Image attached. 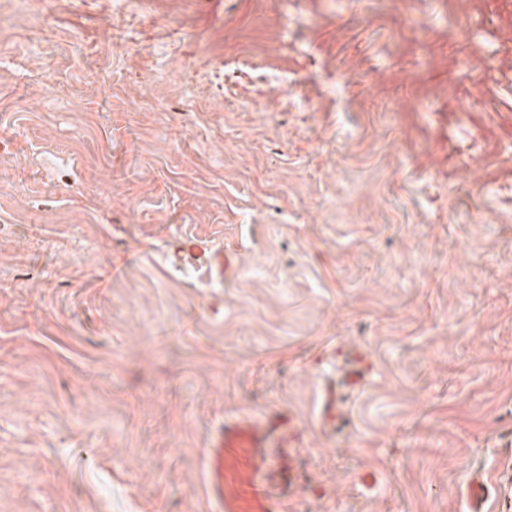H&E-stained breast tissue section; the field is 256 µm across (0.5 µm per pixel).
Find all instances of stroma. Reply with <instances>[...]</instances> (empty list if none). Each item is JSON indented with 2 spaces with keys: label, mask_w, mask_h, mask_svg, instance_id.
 Listing matches in <instances>:
<instances>
[{
  "label": "stroma",
  "mask_w": 512,
  "mask_h": 512,
  "mask_svg": "<svg viewBox=\"0 0 512 512\" xmlns=\"http://www.w3.org/2000/svg\"><path fill=\"white\" fill-rule=\"evenodd\" d=\"M276 412L288 512H512V0H0V512H208ZM206 250L209 249L194 240L186 239L185 241L180 242V245L177 248V253H182L183 258L187 257L192 261L201 259L204 264L211 268L217 265L220 271L225 270L229 265V259L227 256L223 253H209V255L206 256ZM319 421L321 426L335 431L342 421L341 394L335 388L326 389L319 409ZM300 433L291 414L224 417L201 449L208 503L216 512H284L297 481ZM493 486L481 471L469 474L463 495L467 512H485V505L491 496Z\"/></svg>",
  "instance_id": "1"
}]
</instances>
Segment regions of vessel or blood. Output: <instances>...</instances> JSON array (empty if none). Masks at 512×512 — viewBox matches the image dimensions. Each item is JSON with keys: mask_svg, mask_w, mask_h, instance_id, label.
Instances as JSON below:
<instances>
[{"mask_svg": "<svg viewBox=\"0 0 512 512\" xmlns=\"http://www.w3.org/2000/svg\"><path fill=\"white\" fill-rule=\"evenodd\" d=\"M189 260L226 269L221 253H207L205 246L188 239L178 247ZM324 429L342 421L341 395L326 389L319 409ZM300 427L292 415L274 414L261 420L228 416L210 435L201 450L203 480L208 502L217 512H285V501L298 476ZM493 486L479 471L467 478L463 495L467 512H485Z\"/></svg>", "mask_w": 512, "mask_h": 512, "instance_id": "obj_1", "label": "vessel or blood"}]
</instances>
